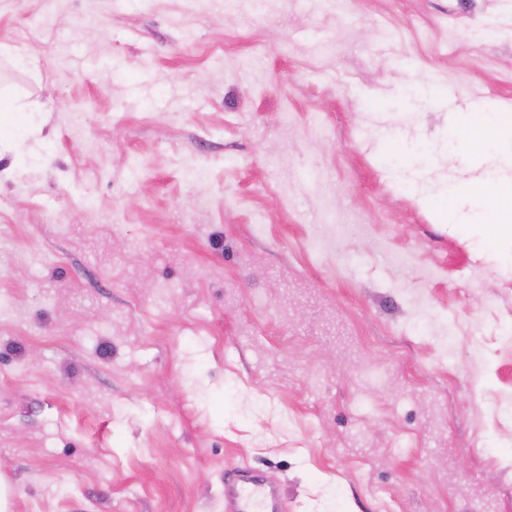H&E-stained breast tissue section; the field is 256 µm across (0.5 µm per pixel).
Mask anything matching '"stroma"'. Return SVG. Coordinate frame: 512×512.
Segmentation results:
<instances>
[{"label":"stroma","instance_id":"35a3bbf8","mask_svg":"<svg viewBox=\"0 0 512 512\" xmlns=\"http://www.w3.org/2000/svg\"><path fill=\"white\" fill-rule=\"evenodd\" d=\"M3 37L11 512H224L236 466L287 512H512V244L422 200L491 163L512 0H0ZM0 55L6 56L12 63L18 64L27 70H37V60L28 49L23 45L16 43H7L0 41Z\"/></svg>","mask_w":512,"mask_h":512}]
</instances>
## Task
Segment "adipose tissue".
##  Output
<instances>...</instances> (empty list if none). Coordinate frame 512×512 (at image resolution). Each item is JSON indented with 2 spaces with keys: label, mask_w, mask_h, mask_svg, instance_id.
<instances>
[{
  "label": "adipose tissue",
  "mask_w": 512,
  "mask_h": 512,
  "mask_svg": "<svg viewBox=\"0 0 512 512\" xmlns=\"http://www.w3.org/2000/svg\"><path fill=\"white\" fill-rule=\"evenodd\" d=\"M468 122L480 132V149L497 156L496 164L468 185L451 183L435 196L453 223L481 225L487 241L512 240V113L471 112ZM493 186L496 204H488L484 189Z\"/></svg>",
  "instance_id": "adipose-tissue-1"
}]
</instances>
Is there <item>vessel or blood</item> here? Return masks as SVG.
<instances>
[{"label": "vessel or blood", "instance_id": "vessel-or-blood-1", "mask_svg": "<svg viewBox=\"0 0 512 512\" xmlns=\"http://www.w3.org/2000/svg\"><path fill=\"white\" fill-rule=\"evenodd\" d=\"M224 512H284L280 489L247 469L224 476Z\"/></svg>", "mask_w": 512, "mask_h": 512}]
</instances>
